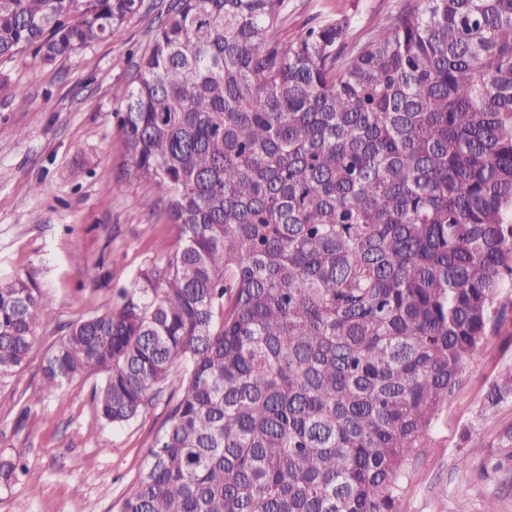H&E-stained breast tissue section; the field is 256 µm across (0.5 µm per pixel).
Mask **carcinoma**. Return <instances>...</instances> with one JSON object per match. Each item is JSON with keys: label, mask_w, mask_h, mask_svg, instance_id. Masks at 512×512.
I'll use <instances>...</instances> for the list:
<instances>
[{"label": "carcinoma", "mask_w": 512, "mask_h": 512, "mask_svg": "<svg viewBox=\"0 0 512 512\" xmlns=\"http://www.w3.org/2000/svg\"><path fill=\"white\" fill-rule=\"evenodd\" d=\"M272 36L288 0H169L118 92L162 244L42 366L101 371L107 423L180 395L119 512H398L401 482L512 280V0H417ZM142 0H0V61L112 35ZM51 307L0 279V387ZM512 398V369L482 411ZM20 457L0 456V485Z\"/></svg>", "instance_id": "carcinoma-1"}]
</instances>
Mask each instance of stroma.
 Here are the masks:
<instances>
[{"mask_svg": "<svg viewBox=\"0 0 512 512\" xmlns=\"http://www.w3.org/2000/svg\"><path fill=\"white\" fill-rule=\"evenodd\" d=\"M404 0H288L280 39L346 15L343 40L363 43ZM168 0H143L138 14L111 37L43 65L22 57L0 64L11 89L0 94V278L32 277L52 316L25 365L0 389V455H21L18 481L0 487V512H117L137 481L155 435L179 397V379L131 423L104 422L93 372L53 395L42 391L49 348L82 319L116 304L159 242L177 227L165 194L133 174L115 126L116 88L128 84ZM40 192H33V185ZM157 200L155 210L143 205ZM505 316L466 364L465 377L409 466L400 512H512V470L495 469L499 434L512 426V399L483 411L486 389L512 368V288L502 291ZM482 437L468 447L465 432ZM470 466L459 469L461 456Z\"/></svg>", "mask_w": 512, "mask_h": 512, "instance_id": "obj_1", "label": "stroma"}]
</instances>
